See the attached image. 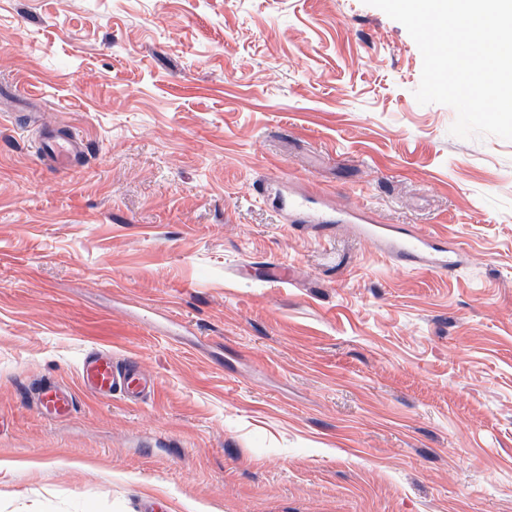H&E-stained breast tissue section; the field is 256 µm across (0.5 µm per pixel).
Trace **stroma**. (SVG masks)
Instances as JSON below:
<instances>
[{
    "mask_svg": "<svg viewBox=\"0 0 512 512\" xmlns=\"http://www.w3.org/2000/svg\"><path fill=\"white\" fill-rule=\"evenodd\" d=\"M421 71L364 0H0V512H512V141ZM282 175L463 264L283 223ZM42 150L48 151L52 165L60 171H73L81 165L82 142L75 136L50 138L45 135ZM81 382L89 393L104 399L119 395L126 402L137 403L153 390L149 376L139 372L131 363L117 364L112 351L105 348H89L83 355ZM36 401L43 414L49 418H63L74 407V395L67 388L52 382L40 384L36 391Z\"/></svg>",
    "mask_w": 512,
    "mask_h": 512,
    "instance_id": "obj_1",
    "label": "stroma"
}]
</instances>
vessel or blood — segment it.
<instances>
[{
  "label": "vessel or blood",
  "instance_id": "obj_1",
  "mask_svg": "<svg viewBox=\"0 0 512 512\" xmlns=\"http://www.w3.org/2000/svg\"><path fill=\"white\" fill-rule=\"evenodd\" d=\"M42 148L48 151L57 170L68 172L81 164L82 143L76 137H47ZM278 210L285 221L292 224H330L334 221L327 204L292 193L279 198ZM345 220L359 225L362 234L371 237L389 258L403 266L445 272L456 264L446 243L435 235L384 224L365 212L346 214ZM80 378L86 391L104 399L118 395L135 403L153 390L151 378L141 374L137 365L115 363L111 350L99 347L84 353ZM35 395L42 413L52 419L69 415L74 407L73 393L52 382L39 385Z\"/></svg>",
  "mask_w": 512,
  "mask_h": 512
}]
</instances>
